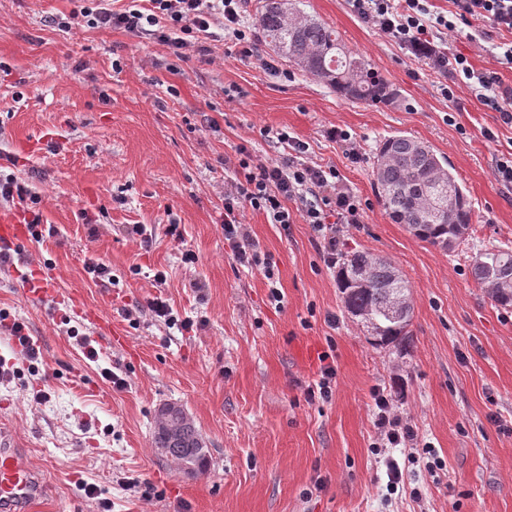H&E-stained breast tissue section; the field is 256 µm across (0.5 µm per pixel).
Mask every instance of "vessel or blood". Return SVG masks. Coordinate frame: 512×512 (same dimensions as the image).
Listing matches in <instances>:
<instances>
[{
	"label": "vessel or blood",
	"instance_id": "1",
	"mask_svg": "<svg viewBox=\"0 0 512 512\" xmlns=\"http://www.w3.org/2000/svg\"><path fill=\"white\" fill-rule=\"evenodd\" d=\"M10 439L7 431H0V512H21L42 497L44 483Z\"/></svg>",
	"mask_w": 512,
	"mask_h": 512
}]
</instances>
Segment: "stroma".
I'll list each match as a JSON object with an SVG mask.
<instances>
[{"label": "stroma", "mask_w": 512, "mask_h": 512, "mask_svg": "<svg viewBox=\"0 0 512 512\" xmlns=\"http://www.w3.org/2000/svg\"><path fill=\"white\" fill-rule=\"evenodd\" d=\"M302 3L369 60L393 101L347 100L283 60L272 73L227 36L213 61L179 60L121 30L60 29L52 18L74 0H0V172L40 196L28 210L0 207V218L23 224L41 214L44 233L18 243L12 267L0 269V310L23 320L39 349L33 366L0 381V421L47 484L25 512H512V307L495 305L471 273L478 251L512 249V188L494 176L512 130L470 93L445 99L444 74L345 0ZM511 39L475 21L440 45L510 85L512 64L494 46ZM333 127L350 133L360 161L327 137ZM488 128L497 140L485 138ZM281 130L359 196L364 222L343 230L344 248L387 257L409 280L407 348L371 344L307 224L284 228L244 212L279 276L280 304L260 271L233 259L220 225L231 160L242 144L281 160ZM400 133L445 156L472 201V231L452 250L413 237L376 197V150ZM173 223L183 243L167 236ZM131 224L146 225L148 239L129 236ZM185 248L195 263L182 262ZM90 259L110 277L89 273ZM33 260L52 270V300L30 299L18 279ZM153 297L192 330L152 319L144 306ZM100 317L125 345L108 344ZM81 334L99 343L125 388L84 359ZM326 362L336 369L333 396L308 403L304 391ZM377 385L441 469L409 463L405 448L372 454ZM39 390L45 401H34ZM168 403L185 409L209 448L195 477L153 444ZM387 457L404 470L393 494Z\"/></svg>", "instance_id": "35a3bbf8"}]
</instances>
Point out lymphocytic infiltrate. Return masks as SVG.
Instances as JSON below:
<instances>
[{"mask_svg": "<svg viewBox=\"0 0 512 512\" xmlns=\"http://www.w3.org/2000/svg\"><path fill=\"white\" fill-rule=\"evenodd\" d=\"M352 12L430 67L448 74L441 93L455 100L468 91L498 114L501 126L512 129V85L497 72L478 70L462 54L448 55L437 42L441 32H452L474 20L489 22L492 28L512 33V0H451V11H433L430 0H347ZM246 0H130L115 8L112 0H81L69 16L57 19L58 27L119 29L138 38L167 46L171 55H210L217 31L232 35L240 56L257 53L252 30L243 23ZM285 155L281 161L265 162L247 147H239L238 168L233 180L224 185V241L234 259L248 269L261 270L267 280L275 271L259 241L242 220L245 209L264 213L272 224L288 226L295 217L309 224L322 244L327 266H335L339 239L336 227L364 221L360 198L342 180L336 168L305 161L306 144L278 132ZM374 426L380 440L389 447L417 445V432L410 421L395 413L393 400L383 389H375Z\"/></svg>", "mask_w": 512, "mask_h": 512, "instance_id": "1", "label": "lymphocytic infiltrate"}]
</instances>
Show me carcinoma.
Instances as JSON below:
<instances>
[{
  "label": "carcinoma",
  "instance_id": "obj_1",
  "mask_svg": "<svg viewBox=\"0 0 512 512\" xmlns=\"http://www.w3.org/2000/svg\"><path fill=\"white\" fill-rule=\"evenodd\" d=\"M254 25L260 46L286 59L341 96L358 102L382 103L393 97L388 82L363 55L349 50L339 33L299 9L292 0H258ZM374 190L392 221L414 237L448 251L471 229V199L448 169V160L431 147L420 150L415 138L395 135L378 148ZM471 272L497 304L512 306V251L485 250L474 257ZM337 283L344 307L372 325L373 345H407L413 309L402 321L385 314L393 303V286L408 281L386 258L366 251L340 256ZM153 440L162 455L182 467L204 471L208 448L193 420L156 414Z\"/></svg>",
  "mask_w": 512,
  "mask_h": 512
}]
</instances>
